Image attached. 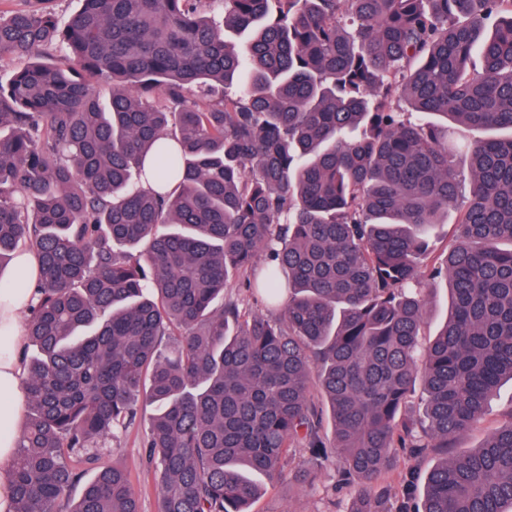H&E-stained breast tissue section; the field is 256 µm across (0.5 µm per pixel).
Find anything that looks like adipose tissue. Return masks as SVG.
Listing matches in <instances>:
<instances>
[{
	"mask_svg": "<svg viewBox=\"0 0 512 512\" xmlns=\"http://www.w3.org/2000/svg\"><path fill=\"white\" fill-rule=\"evenodd\" d=\"M7 274L23 280L24 285L0 291V394L8 397L7 403L0 405V512H8L12 497V463L22 419V320L33 301L31 286L40 277L37 255L19 251Z\"/></svg>",
	"mask_w": 512,
	"mask_h": 512,
	"instance_id": "adipose-tissue-1",
	"label": "adipose tissue"
}]
</instances>
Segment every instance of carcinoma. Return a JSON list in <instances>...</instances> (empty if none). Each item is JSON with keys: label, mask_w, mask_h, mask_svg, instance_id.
<instances>
[{"label": "carcinoma", "mask_w": 512, "mask_h": 512, "mask_svg": "<svg viewBox=\"0 0 512 512\" xmlns=\"http://www.w3.org/2000/svg\"><path fill=\"white\" fill-rule=\"evenodd\" d=\"M81 3L63 31L0 17L22 62L0 85V274L22 248L41 265L10 512H139L116 464L70 496L140 399L159 512H249L251 475L310 481L297 448L343 461L350 512H512V417L452 445L512 380V0ZM450 123L492 133L463 145L467 180ZM233 278L279 314L224 298ZM400 450L437 460L393 511ZM451 309V299L444 282L440 283L432 292L426 308V333L432 335L435 329L439 327Z\"/></svg>", "instance_id": "cac0c4a2"}]
</instances>
